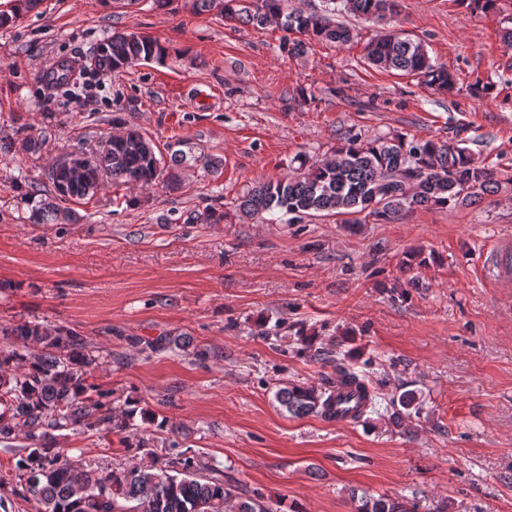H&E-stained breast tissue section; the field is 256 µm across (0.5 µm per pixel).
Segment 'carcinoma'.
Wrapping results in <instances>:
<instances>
[{"mask_svg":"<svg viewBox=\"0 0 512 512\" xmlns=\"http://www.w3.org/2000/svg\"><path fill=\"white\" fill-rule=\"evenodd\" d=\"M283 0H194L200 13L219 10L228 22L264 26L277 23L288 32L280 50L290 57L305 53L307 41L342 46L353 30L336 20L344 11L366 20L388 24L399 16L400 0H326L319 12L283 14ZM475 14L499 15L504 27L500 39L512 48V15L504 14L503 0H461ZM167 48L158 40L132 33L114 32L89 59L85 71L120 72L140 62L162 61ZM369 64L416 76L426 87L450 92L453 76L432 62L425 45L389 30L365 46ZM186 155L175 150L165 162L157 145L135 128L112 137L109 150L95 155L91 169L58 173L49 171L57 196L35 211L36 224H64L72 216L70 205L92 198L100 176L123 185L152 186L160 176L167 185H179L174 169ZM512 178L500 177L496 166L476 156L468 147L439 139H409L402 133L381 132L350 137L331 154L299 159V166L276 181L257 180L237 199L240 216L260 220L275 211L288 222L334 216L355 226L370 218L391 224L404 212L417 208L472 206L502 190ZM31 338L36 348H0V443L6 445L24 434L26 455L15 463V478L22 490L40 505L39 512H281L280 503L260 494L247 495L238 485L206 477L187 458L172 470L139 465L126 470L97 472L73 465L55 446V432L91 428L89 417L103 408L102 396L88 383L97 364L90 341L72 328L50 329L26 321L0 327V340ZM146 349L162 351L172 345L186 347L179 336H160L145 342ZM315 359L336 367V384L328 386L290 383L279 388L277 402L292 416L316 415L336 420V386L362 393L363 405L353 420L375 410L379 392L366 375L336 363L332 351L319 347ZM416 400L411 391L392 396L388 406L394 417L410 410ZM97 424L124 430L122 419L104 412ZM359 512H414L406 501L384 498L365 500Z\"/></svg>","mask_w":512,"mask_h":512,"instance_id":"1","label":"carcinoma"}]
</instances>
